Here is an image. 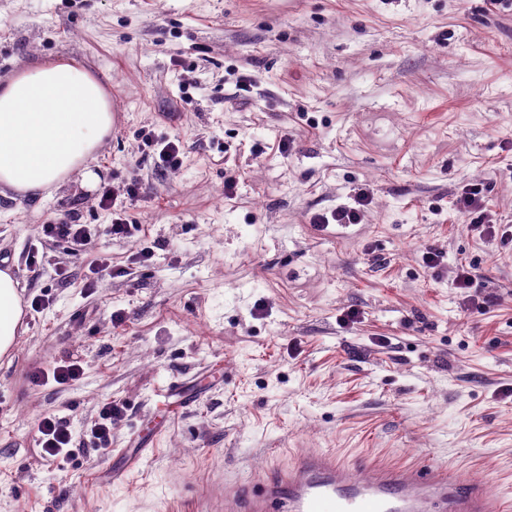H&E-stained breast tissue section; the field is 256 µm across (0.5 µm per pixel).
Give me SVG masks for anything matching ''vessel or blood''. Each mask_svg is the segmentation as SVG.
Masks as SVG:
<instances>
[{"mask_svg":"<svg viewBox=\"0 0 512 512\" xmlns=\"http://www.w3.org/2000/svg\"><path fill=\"white\" fill-rule=\"evenodd\" d=\"M225 512H501L485 487L446 469L377 467L359 477L354 463L308 455L261 489L237 492Z\"/></svg>","mask_w":512,"mask_h":512,"instance_id":"vessel-or-blood-1","label":"vessel or blood"}]
</instances>
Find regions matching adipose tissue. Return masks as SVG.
Here are the masks:
<instances>
[{
  "label": "adipose tissue",
  "mask_w": 512,
  "mask_h": 512,
  "mask_svg": "<svg viewBox=\"0 0 512 512\" xmlns=\"http://www.w3.org/2000/svg\"><path fill=\"white\" fill-rule=\"evenodd\" d=\"M112 129V101L75 61H42L0 83V193L52 192L88 178L86 161ZM24 310L19 282L0 269V356L10 352Z\"/></svg>",
  "instance_id": "obj_1"
}]
</instances>
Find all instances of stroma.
I'll return each instance as SVG.
<instances>
[{"label": "stroma", "mask_w": 512, "mask_h": 512, "mask_svg": "<svg viewBox=\"0 0 512 512\" xmlns=\"http://www.w3.org/2000/svg\"><path fill=\"white\" fill-rule=\"evenodd\" d=\"M56 58L113 125L88 181L0 194L28 304L0 358V512H224L214 486L310 452L440 464L512 508V0H0V79ZM149 138L180 141L177 172ZM103 187L140 232L107 235ZM467 187L494 234L455 211ZM360 193L361 223H312ZM72 220L84 250L42 233ZM172 382L189 403L160 410ZM45 417L70 422L64 468ZM122 408L116 403L107 402L102 405L98 419L91 429L94 439L98 440V449L106 450L111 443L112 425L121 415ZM39 445L43 458L48 463H56L63 468L75 457V450L69 448L71 434L65 418H44L37 424Z\"/></svg>", "instance_id": "1"}]
</instances>
